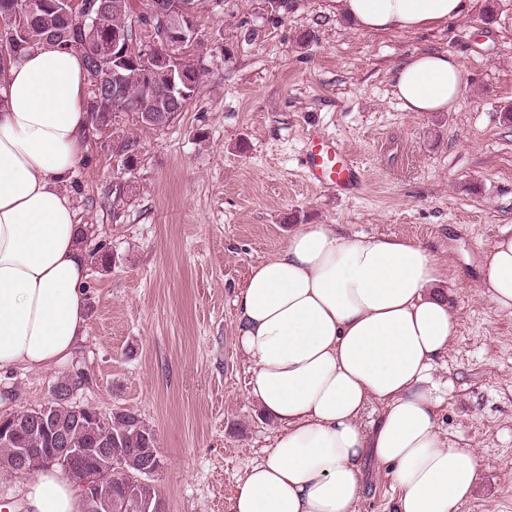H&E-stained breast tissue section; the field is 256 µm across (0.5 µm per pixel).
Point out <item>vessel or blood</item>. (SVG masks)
<instances>
[{
	"mask_svg": "<svg viewBox=\"0 0 512 512\" xmlns=\"http://www.w3.org/2000/svg\"><path fill=\"white\" fill-rule=\"evenodd\" d=\"M304 165L313 184L335 189L341 193L356 190L361 172L344 144L332 137L311 139L306 149Z\"/></svg>",
	"mask_w": 512,
	"mask_h": 512,
	"instance_id": "1",
	"label": "vessel or blood"
}]
</instances>
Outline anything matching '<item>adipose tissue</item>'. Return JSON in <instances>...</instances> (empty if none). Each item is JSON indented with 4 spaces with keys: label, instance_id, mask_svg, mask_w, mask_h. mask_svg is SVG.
Listing matches in <instances>:
<instances>
[{
    "label": "adipose tissue",
    "instance_id": "ef3b65f1",
    "mask_svg": "<svg viewBox=\"0 0 512 512\" xmlns=\"http://www.w3.org/2000/svg\"><path fill=\"white\" fill-rule=\"evenodd\" d=\"M334 2L365 33L436 27L463 10V0ZM464 82L445 52L415 54L394 75L409 112L449 111ZM88 127L79 52L44 42L0 78V373L58 363L86 333L87 229L67 186ZM440 284L423 243L332 224L301 225L252 267L235 298L236 337L250 393L279 431L232 512H356L370 457L391 470L396 512H458L480 466L438 432L430 371L457 334ZM479 286L512 311V235L488 249ZM372 401L385 410L367 428ZM22 492L27 512H83L77 487L52 468Z\"/></svg>",
    "mask_w": 512,
    "mask_h": 512
}]
</instances>
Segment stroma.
<instances>
[{"mask_svg":"<svg viewBox=\"0 0 512 512\" xmlns=\"http://www.w3.org/2000/svg\"><path fill=\"white\" fill-rule=\"evenodd\" d=\"M196 25L187 55L209 74L172 123L126 115L90 130L69 185L95 254L87 334L47 369L0 376V414L44 406L58 377L83 371L77 403L137 412L154 431L166 512H231L278 432L235 336L251 266L302 224L401 237L438 257L456 312L432 382L442 439L480 464L459 512H512V312L477 281L484 252L512 231V0H465L460 17L415 33L361 32L332 0L276 12L266 0H200ZM425 50L465 67L450 111L408 112L395 95V65ZM315 134L351 151L364 174L355 195L309 183ZM363 471L357 512H395L389 468L370 458Z\"/></svg>","mask_w":512,"mask_h":512,"instance_id":"stroma-1","label":"stroma"}]
</instances>
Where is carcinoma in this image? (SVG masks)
Returning a JSON list of instances; mask_svg holds the SVG:
<instances>
[{
    "instance_id": "carcinoma-1",
    "label": "carcinoma",
    "mask_w": 512,
    "mask_h": 512,
    "mask_svg": "<svg viewBox=\"0 0 512 512\" xmlns=\"http://www.w3.org/2000/svg\"><path fill=\"white\" fill-rule=\"evenodd\" d=\"M16 0H0V35L10 34L18 25V15L13 8ZM103 38L112 41V33L129 29V0H107ZM41 8L31 24L36 34H59L56 43L83 54L88 83L98 74L97 54L101 48L95 36L89 33L91 20L82 25L66 19L54 8V0H40ZM40 40L14 46V54L0 58V75L8 62H18ZM207 69L199 64L185 73L189 86L187 97L177 102L169 97L166 81L157 74H146L143 69L129 65L123 69L121 95L112 94V83L104 78L96 87H90L87 111L96 126L114 124L125 112V107H137L142 112H163L166 122L174 120L184 110ZM84 376L64 375L51 387V398L39 409L23 410L5 421V433L0 435V470L11 474L18 471L17 449H33V457L41 466L56 465L66 471L70 462L56 449L68 444L73 448H103L109 460L120 464L121 473L111 475L107 471L98 474L93 485V499L101 512H154L158 495L151 484L153 477L140 481L149 458L158 453L153 430L141 418L128 409L104 412L93 406L72 402L70 392L80 386ZM47 427L41 426V420ZM126 484L135 496L125 499L121 484Z\"/></svg>"
}]
</instances>
